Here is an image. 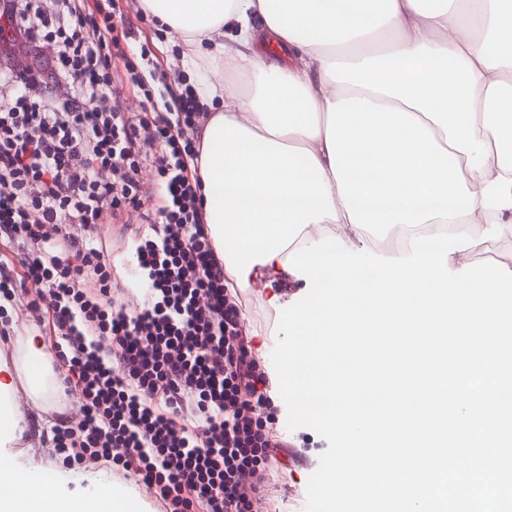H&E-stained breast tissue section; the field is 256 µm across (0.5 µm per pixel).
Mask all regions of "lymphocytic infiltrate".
I'll return each mask as SVG.
<instances>
[{
  "label": "lymphocytic infiltrate",
  "mask_w": 512,
  "mask_h": 512,
  "mask_svg": "<svg viewBox=\"0 0 512 512\" xmlns=\"http://www.w3.org/2000/svg\"><path fill=\"white\" fill-rule=\"evenodd\" d=\"M48 2L0 0L14 32L0 51L58 46L34 73L36 96L0 62V92L12 98L0 112V239L29 249L16 278L8 244L0 248V298L18 279L43 287L28 311L52 340L64 394L83 400L77 427L58 414L54 441L68 463L121 467L162 512H251L240 478L263 483L274 442L252 416L264 375L198 195L197 99L183 92L160 103L148 87L143 117L130 116L110 88L112 36L91 25L88 0ZM147 161L164 204L135 249L148 291L130 313L106 301L111 271L94 239L123 208L142 206Z\"/></svg>",
  "instance_id": "1"
}]
</instances>
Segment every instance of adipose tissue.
Masks as SVG:
<instances>
[{
  "instance_id": "adipose-tissue-1",
  "label": "adipose tissue",
  "mask_w": 512,
  "mask_h": 512,
  "mask_svg": "<svg viewBox=\"0 0 512 512\" xmlns=\"http://www.w3.org/2000/svg\"><path fill=\"white\" fill-rule=\"evenodd\" d=\"M205 60L203 212L232 287L347 230L379 251L411 228L512 234V0H141ZM33 338L0 359V512H134L135 491L18 461L54 400Z\"/></svg>"
}]
</instances>
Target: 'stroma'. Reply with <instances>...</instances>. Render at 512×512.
Listing matches in <instances>:
<instances>
[{"instance_id": "obj_1", "label": "stroma", "mask_w": 512, "mask_h": 512, "mask_svg": "<svg viewBox=\"0 0 512 512\" xmlns=\"http://www.w3.org/2000/svg\"><path fill=\"white\" fill-rule=\"evenodd\" d=\"M118 5L120 15L113 20L112 34L118 37L124 31H134L138 43L157 56L155 88L165 85L181 91L188 88L187 70L178 42L160 32L153 19L137 9L136 0H118ZM101 234L120 286L116 299L129 309L142 308L146 286L136 273L131 238L113 235L108 226L102 227ZM306 293L304 279L279 269L260 267L253 273L251 288L239 294L243 309L240 331L250 341L253 355L267 379H274L276 375L271 354L277 340L280 314ZM255 416L271 418L273 436L279 446L271 451V466L264 483L251 495L252 512H305L307 482L328 447L327 441L308 428L288 430L287 408L278 392H271L267 406L256 410Z\"/></svg>"}]
</instances>
